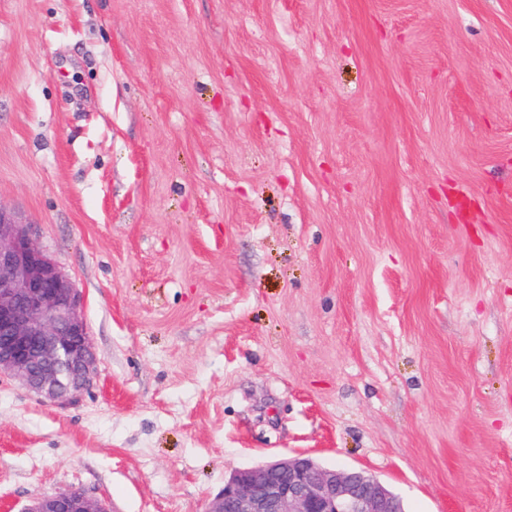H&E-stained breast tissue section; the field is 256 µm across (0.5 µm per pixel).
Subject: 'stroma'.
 I'll return each instance as SVG.
<instances>
[{"label": "stroma", "instance_id": "stroma-1", "mask_svg": "<svg viewBox=\"0 0 512 512\" xmlns=\"http://www.w3.org/2000/svg\"><path fill=\"white\" fill-rule=\"evenodd\" d=\"M0 205L100 358L0 381V512L297 454L512 512V0H0Z\"/></svg>", "mask_w": 512, "mask_h": 512}]
</instances>
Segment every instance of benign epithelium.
I'll return each mask as SVG.
<instances>
[{
	"label": "benign epithelium",
	"mask_w": 512,
	"mask_h": 512,
	"mask_svg": "<svg viewBox=\"0 0 512 512\" xmlns=\"http://www.w3.org/2000/svg\"><path fill=\"white\" fill-rule=\"evenodd\" d=\"M84 297L35 239L33 227L0 206V376L60 408L96 385L99 358ZM23 512H109L78 489L47 492ZM207 512H403L382 481L306 456L236 470Z\"/></svg>",
	"instance_id": "7a95c632"
}]
</instances>
